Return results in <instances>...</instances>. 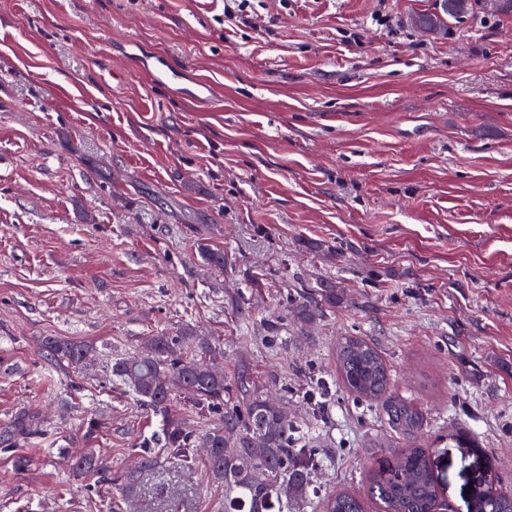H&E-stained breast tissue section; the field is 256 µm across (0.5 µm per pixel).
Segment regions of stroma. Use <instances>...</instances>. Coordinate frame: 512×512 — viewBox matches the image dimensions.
I'll return each mask as SVG.
<instances>
[{"instance_id":"obj_1","label":"stroma","mask_w":512,"mask_h":512,"mask_svg":"<svg viewBox=\"0 0 512 512\" xmlns=\"http://www.w3.org/2000/svg\"><path fill=\"white\" fill-rule=\"evenodd\" d=\"M435 3L250 0L232 25L224 0H0V425L39 431L0 451V512H224L160 447L123 490L158 420L110 364L186 324L321 449L315 512L339 491L382 512L394 448L425 449L443 512L512 493V16L412 26ZM322 279L340 303L294 324ZM349 335L419 429L342 388ZM45 336L94 350L50 369ZM89 446L75 475L59 451ZM386 407L392 422L404 433H412L421 426L422 414L410 401L390 397ZM37 434L39 433L33 428L32 417L28 414H19L3 427L0 437H3L1 443H9V446L16 439H30Z\"/></svg>"}]
</instances>
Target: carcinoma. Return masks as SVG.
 <instances>
[{"label": "carcinoma", "mask_w": 512, "mask_h": 512, "mask_svg": "<svg viewBox=\"0 0 512 512\" xmlns=\"http://www.w3.org/2000/svg\"><path fill=\"white\" fill-rule=\"evenodd\" d=\"M439 0L438 10L418 18L430 31L447 29L448 20H459L477 9L512 15V0ZM336 288L330 283L315 293L291 295L287 304L294 321H313L336 306ZM92 351V345L57 336L41 341V357L53 369L76 368ZM210 344L186 325L147 339V349L137 357L112 361L111 374L129 389L154 416L160 431L137 444L140 468L156 466L154 446L166 449L171 458L185 464L194 461V448L202 444L212 449L205 472L211 482L224 486V512H285L288 501L305 508L314 491L315 448L299 446L294 426L284 405L270 402L253 377L242 371L233 384L203 359ZM337 369L344 389L365 402L385 398L389 374L385 359L371 343L358 336H344L338 344ZM183 390L200 409L217 416V422L201 432L170 407L171 392ZM392 422L409 434L422 424L421 412L409 401L386 398ZM38 434L27 414L15 416L3 427L0 437L10 443ZM398 467L392 474L376 473L369 495L385 512H435L437 488L425 452L421 448H396ZM263 470L268 482L259 486L251 473ZM480 512H512V494L496 489L482 496ZM324 512H364L363 500L338 492L323 505Z\"/></svg>", "instance_id": "carcinoma-1"}]
</instances>
